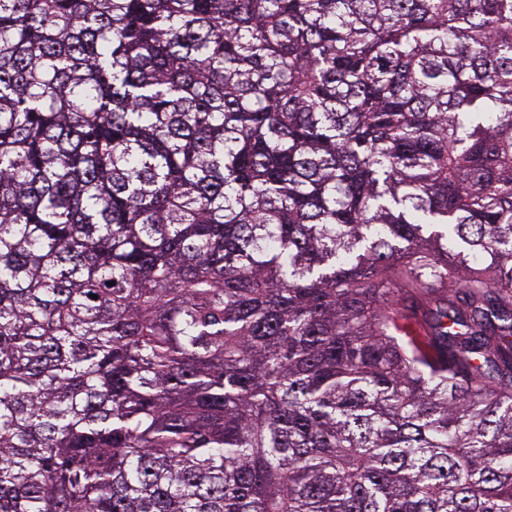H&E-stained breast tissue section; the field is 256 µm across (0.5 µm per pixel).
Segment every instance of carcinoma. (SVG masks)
Returning <instances> with one entry per match:
<instances>
[{
    "instance_id": "1",
    "label": "carcinoma",
    "mask_w": 512,
    "mask_h": 512,
    "mask_svg": "<svg viewBox=\"0 0 512 512\" xmlns=\"http://www.w3.org/2000/svg\"><path fill=\"white\" fill-rule=\"evenodd\" d=\"M0 512H512V0H0Z\"/></svg>"
}]
</instances>
